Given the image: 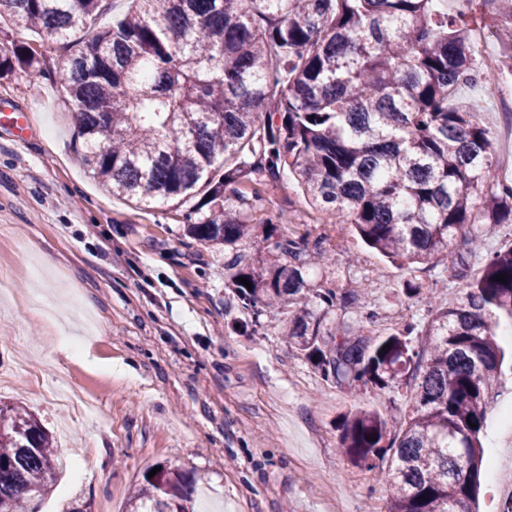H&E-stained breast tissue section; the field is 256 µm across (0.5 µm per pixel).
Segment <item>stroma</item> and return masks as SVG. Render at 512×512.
Segmentation results:
<instances>
[{
	"mask_svg": "<svg viewBox=\"0 0 512 512\" xmlns=\"http://www.w3.org/2000/svg\"><path fill=\"white\" fill-rule=\"evenodd\" d=\"M448 11L486 31L473 42L477 60L500 59L499 19L487 0H450ZM455 96L479 104L480 124L497 132L512 75L460 86ZM0 101L30 115L25 139L0 127V279L10 286L0 296V368L28 365L96 406L74 419L34 401L27 381L0 391V402L25 406L50 433L67 426L61 455L95 449L67 464L38 512H124L142 472L158 464L200 476L201 512H386L383 482L339 455L337 425L355 405L403 418L406 389L354 396L328 384L281 335L280 312L263 315L256 334L235 330L248 315L224 281L223 248L185 235L190 204L145 208L113 197L88 166L54 81L36 91L19 76L0 79ZM257 190L251 222L269 218L321 238L329 263L309 278L358 291L380 314L375 334L428 322L426 304L401 294L406 270L351 225L329 223L290 173ZM63 334L78 337L80 354L59 349ZM510 411L506 363L488 394L485 458L512 444Z\"/></svg>",
	"mask_w": 512,
	"mask_h": 512,
	"instance_id": "1",
	"label": "stroma"
}]
</instances>
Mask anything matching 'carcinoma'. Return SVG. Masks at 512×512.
Segmentation results:
<instances>
[{
	"mask_svg": "<svg viewBox=\"0 0 512 512\" xmlns=\"http://www.w3.org/2000/svg\"><path fill=\"white\" fill-rule=\"evenodd\" d=\"M487 1L500 4L501 72L512 74V0ZM437 2L131 0L82 42L76 34L95 27L108 0H0V20L66 54L54 80L94 176L143 206L197 199L186 234L224 247L225 279L252 324L269 308L288 311L284 335L326 382L409 390L408 418L350 410L336 444L389 486L387 512H472L486 394L505 357L496 319H512V248L489 256L452 306L404 280L406 298L432 305L427 327L373 336L375 314L357 292L307 279L324 258L317 242L309 252V231L248 223L242 186L287 170L368 247L411 270L464 275L485 233L512 224V182L497 174L476 106L448 105L477 67L468 20ZM46 59L17 40L0 48V75L36 86ZM457 238L462 249H449ZM63 468L33 414L0 407V512L49 494ZM150 472L126 512H193V472Z\"/></svg>",
	"mask_w": 512,
	"mask_h": 512,
	"instance_id": "obj_1",
	"label": "carcinoma"
}]
</instances>
